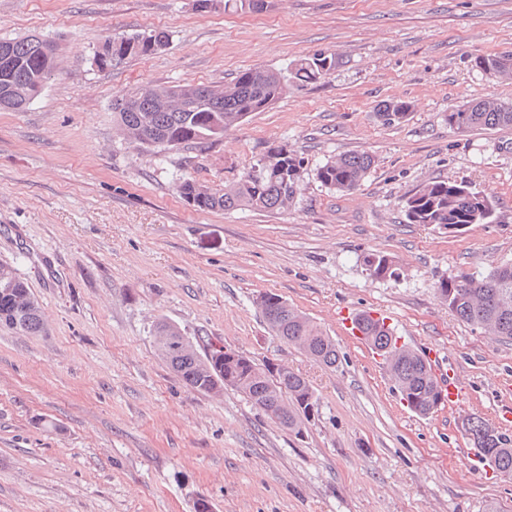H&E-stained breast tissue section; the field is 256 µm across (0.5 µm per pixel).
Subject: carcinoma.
Instances as JSON below:
<instances>
[{
	"mask_svg": "<svg viewBox=\"0 0 512 512\" xmlns=\"http://www.w3.org/2000/svg\"><path fill=\"white\" fill-rule=\"evenodd\" d=\"M224 8L260 11L265 0H220ZM168 41L164 31L152 30L106 42L98 54L102 68L115 67L131 57L151 56ZM475 67L490 77H512V51L478 56ZM336 66V57L325 53L298 60L287 72L251 68L229 83L209 87L214 104L189 108L195 85H146L116 99L113 117L121 131L136 146L171 150L218 139L242 125L255 112H264L288 91V82L312 83ZM56 68L53 42L30 36L0 39V99L6 100L16 86L44 88ZM411 103L387 100L377 108V118L387 125L405 119ZM448 126L460 132L512 126V104L474 100L448 113ZM375 163L368 152L341 154L316 169V179L338 193L356 190ZM306 179L304 158L277 146L267 151L241 177L222 187L211 188L191 178L179 182L181 198L194 200L203 212L250 208L261 212L286 209L301 195ZM405 215L412 224H486L495 214L492 197L465 181L437 180L418 188L405 200ZM373 279L397 276L395 262L381 251L363 258ZM435 291L458 320L488 333L512 339V263L486 273H460L436 283ZM271 333L302 349L315 361L335 369L340 357L335 340L312 319L275 293L266 294L259 306ZM363 340L385 359L386 369L408 409L421 416L434 413V384L424 358L413 350L397 347V338L384 322L367 313L355 317ZM0 326L37 336L45 322L39 303L17 269L0 263ZM155 345L162 360L183 383L201 393L227 388L247 397L269 419L290 431H301L309 419L308 409L319 406L311 384L300 374L281 368L271 376L269 365L258 364L235 350L213 348L199 356L181 330L161 319L155 325ZM481 433L474 447L487 448L502 469L512 477V439L494 431V425L479 415L469 417Z\"/></svg>",
	"mask_w": 512,
	"mask_h": 512,
	"instance_id": "obj_1",
	"label": "carcinoma"
}]
</instances>
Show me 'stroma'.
<instances>
[{"instance_id":"35a3bbf8","label":"stroma","mask_w":512,"mask_h":512,"mask_svg":"<svg viewBox=\"0 0 512 512\" xmlns=\"http://www.w3.org/2000/svg\"><path fill=\"white\" fill-rule=\"evenodd\" d=\"M151 30L166 48L102 69L106 39ZM37 35L57 71L24 110L0 111V262L41 307L45 333L0 327V512H512V479L474 467L459 433L477 414L512 438V340L459 321L443 277L512 262V126L458 132L450 111L512 103V78L479 55L512 50V0H268L244 13L196 0H0V38ZM326 52L336 67L252 114L219 141L133 147L112 103L148 85H217ZM402 99L387 126L379 104ZM305 160L287 210L201 212L179 179L232 183L269 148ZM366 151L375 164L342 194L314 173ZM465 180L497 202L492 223L456 234L408 223L404 201ZM381 251L396 279L370 278ZM280 295L332 336L337 369L273 336L255 306ZM385 317L457 379L456 407L401 402L354 313ZM300 373L319 398L301 434L236 391L191 390L160 358L158 319ZM411 111V103L401 100H387L377 108V118L383 124L391 125L405 119ZM363 264L372 279H391L397 276L394 260L381 251H373L365 255Z\"/></svg>"}]
</instances>
